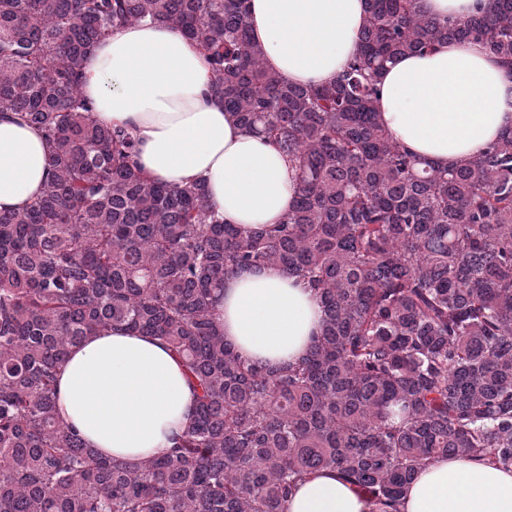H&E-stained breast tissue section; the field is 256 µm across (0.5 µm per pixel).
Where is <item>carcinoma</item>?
<instances>
[{"mask_svg":"<svg viewBox=\"0 0 512 512\" xmlns=\"http://www.w3.org/2000/svg\"><path fill=\"white\" fill-rule=\"evenodd\" d=\"M146 20L195 42L224 108L298 166L281 223H224L202 184L149 178L132 130L94 120L85 58ZM473 40L512 68V0L460 20L367 0L340 79L290 85L248 0H0V114L40 128L53 165L27 210L0 211V512H281L322 469L394 512L436 457L512 469V127L441 169L375 110L387 65ZM267 264L323 313L279 369L215 321L224 277ZM112 326L159 340L197 393L166 456L105 457L57 418L69 349Z\"/></svg>","mask_w":512,"mask_h":512,"instance_id":"cac0c4a2","label":"carcinoma"}]
</instances>
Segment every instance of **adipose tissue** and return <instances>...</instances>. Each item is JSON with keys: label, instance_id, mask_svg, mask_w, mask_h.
<instances>
[{"label": "adipose tissue", "instance_id": "adipose-tissue-1", "mask_svg": "<svg viewBox=\"0 0 512 512\" xmlns=\"http://www.w3.org/2000/svg\"><path fill=\"white\" fill-rule=\"evenodd\" d=\"M264 65L296 85H328L356 55L366 0H249ZM378 119L417 157L462 164L512 126V71L478 41L444 42L408 55L379 77ZM81 92L105 127H129L150 177L202 183L226 223L267 228L287 213L298 182L280 149L243 129L212 88L198 45L165 24L118 28L83 68ZM52 173L38 127L0 116V210L24 211ZM224 339L275 367L304 355L322 324L314 291L280 266L227 277L216 307ZM59 412L90 447L136 462L161 456L193 418L196 396L179 363L156 339L122 327L71 347L59 381ZM400 512H512V470L439 457L411 482ZM284 512H379L324 469L300 483Z\"/></svg>", "mask_w": 512, "mask_h": 512}]
</instances>
